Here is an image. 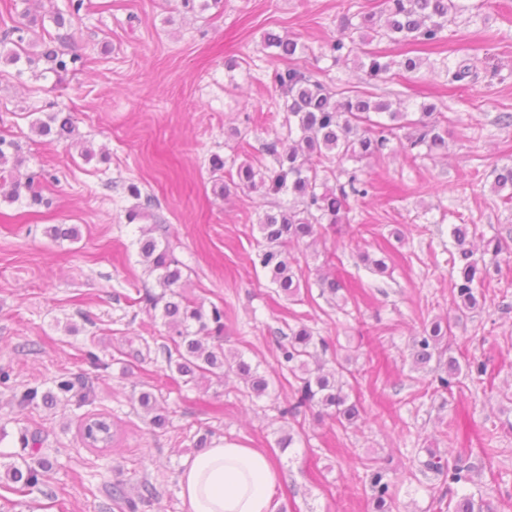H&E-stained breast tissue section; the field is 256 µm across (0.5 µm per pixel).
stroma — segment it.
I'll list each match as a JSON object with an SVG mask.
<instances>
[{
	"mask_svg": "<svg viewBox=\"0 0 512 512\" xmlns=\"http://www.w3.org/2000/svg\"><path fill=\"white\" fill-rule=\"evenodd\" d=\"M220 9L189 11L181 0H88L71 19L73 50L86 66L57 81L53 74L0 62V135L25 157L16 178L53 174L45 205L0 198V453H21L22 438H38L53 468L41 488L17 493L0 478V512H125L106 487L122 484L138 498L143 483L158 494L145 512H183L179 478L197 438L257 448L281 472L276 512H366V462L377 459L395 485L398 512H441L444 485L423 475L427 449L470 455L476 470L462 493L512 512V206L492 185L512 165V0H478V16L463 13L445 39L422 50L425 65L391 81H367L352 61L333 62L327 44L349 12H375L379 0H223ZM68 0H0V33L23 11L55 32L53 12ZM273 31L305 44L297 63L334 91H358L401 103L407 111L434 104L448 117V154L411 159L392 144L383 159L359 165L375 188L352 202L349 221L326 225L315 244L293 250L309 290L301 300L278 294L253 267L258 224L274 204L260 193L230 187L213 192L208 159L242 161L252 145L284 135L281 99L271 75L279 59L263 37ZM470 59L473 69L449 81L445 62ZM72 113L78 146L38 136L34 123L50 109ZM92 151L83 158L81 147ZM153 200L170 245L186 265V291L203 307L224 308L225 350L258 365L270 379L263 397L243 383H184L158 351L167 329L151 310L130 304L153 287L137 254V204L128 184ZM76 227L77 240H52L48 226ZM454 224L506 240L486 302L462 318L447 355L477 358L482 378L461 373L454 394L434 392V365L415 364L413 338L424 323L453 311ZM393 257L379 274L361 252ZM340 280L349 296L322 294L321 277ZM307 326L329 339L352 376L345 387L363 411L339 427L311 410L299 420L280 411L295 379L275 339ZM103 362L93 367L86 352ZM95 387L90 409L59 403L17 411L12 393L52 386L61 375ZM152 392L166 429L150 431L136 399ZM109 414L115 439L99 452L80 441L86 411ZM293 433L291 448L278 439Z\"/></svg>",
	"mask_w": 512,
	"mask_h": 512,
	"instance_id": "35a3bbf8",
	"label": "stroma"
}]
</instances>
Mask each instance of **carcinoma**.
<instances>
[{
    "label": "carcinoma",
    "mask_w": 512,
    "mask_h": 512,
    "mask_svg": "<svg viewBox=\"0 0 512 512\" xmlns=\"http://www.w3.org/2000/svg\"><path fill=\"white\" fill-rule=\"evenodd\" d=\"M465 10L463 0H382V8L377 13L346 14L339 37L329 42L327 48L334 60L352 57L359 67L367 69L370 77L386 82L395 75L394 69L412 72L422 61L406 54L398 61L387 60L378 52L366 50L369 35L394 43L411 42L431 47L442 41L448 24ZM53 22L58 33L42 41L43 50L39 53L28 50L39 41L37 19L30 18L12 27L8 37L13 48L0 53V59L10 64L23 60L31 70L43 62L46 70L59 80L85 67L87 59L67 50L71 35L66 29L70 21L58 12ZM264 43L276 49L275 55L285 62L284 68L274 71L273 83L284 100L282 127L287 134L261 144L260 152L271 158L272 166L256 167L246 160L236 169L234 185L289 196L288 205H279L261 218L258 225L260 248L251 262L268 274L277 291L292 299L300 296L303 285L293 270L297 260L290 246L305 239H316L324 224L343 223L350 199H364L369 195V186L359 179L357 168H349L346 163L380 159L391 141L402 139L405 140L402 147L411 159L432 158L447 149L448 120L443 113L435 111L432 104L421 105L419 117L410 119L408 112L393 107L392 102L374 100L365 93L338 101L335 91L294 65L296 56L305 50L304 45L274 33L265 34ZM32 129L68 147L73 144L74 116L57 110L37 121ZM22 163L16 143L0 136V196L13 201L20 197V189L24 188L28 191L27 205L40 206L44 198L36 185L42 174H30L24 184L8 181L13 169ZM332 179L335 180L333 185L329 184ZM493 190L507 192L506 200H512V165L497 171ZM160 228L158 223L141 228L137 245L144 272L160 288L158 293L145 291L141 302L159 312L168 329L165 343L160 346L167 366H175L188 383L196 379L220 381L233 373L256 397L267 394L270 382L259 371V366L238 354L228 355L224 350V307L214 305L206 312L181 291L185 265L168 243L156 235ZM451 235L458 248V256L452 262L455 272L453 304L456 316L460 317L482 306L483 289L489 287L491 278L485 256L497 258L503 246L500 239L492 238L484 241L483 248L475 247L472 240L476 230L468 224L453 225ZM361 260L383 274L392 256L383 250L379 257L364 254ZM450 334V320L432 321L414 338L415 363L426 365L434 356H442L439 344ZM313 347L312 333L304 325L292 332L288 342L279 344L282 364L288 366L297 382L294 402L284 408L282 414L295 420L302 410L319 407L344 428L360 417L358 404L350 401L349 394L343 391L341 377L347 368L338 360L334 370L324 371ZM459 372L457 358L448 357L445 374L435 379V391L453 393ZM74 388L72 380L61 378L46 391L41 392L36 386L27 387L15 395V400L20 407L54 406ZM138 404L150 415L152 427H165L167 417L160 413L151 393H140ZM81 439L90 448L111 447L112 423L102 416L87 419L81 429ZM426 453L428 459L421 462L422 472L432 473L448 484V512H492L490 504L477 505L468 495L451 499L454 486L471 481L473 464L460 454L451 465L432 448L426 449ZM51 468L48 459L39 457L20 464L12 462L6 465V473L21 488L33 490L39 488ZM366 480L372 512H394L395 496L387 468L373 462L366 466ZM108 494L113 501L127 504L130 512L150 506L156 498L155 488L149 484L143 485L136 502L127 498L120 485L112 486Z\"/></svg>",
    "instance_id": "carcinoma-1"
}]
</instances>
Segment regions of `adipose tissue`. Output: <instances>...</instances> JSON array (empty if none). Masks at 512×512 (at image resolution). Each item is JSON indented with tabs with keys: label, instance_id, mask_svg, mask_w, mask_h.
Returning a JSON list of instances; mask_svg holds the SVG:
<instances>
[{
	"label": "adipose tissue",
	"instance_id": "adipose-tissue-1",
	"mask_svg": "<svg viewBox=\"0 0 512 512\" xmlns=\"http://www.w3.org/2000/svg\"><path fill=\"white\" fill-rule=\"evenodd\" d=\"M281 475L255 448L218 441L188 459L180 476L184 512H275Z\"/></svg>",
	"mask_w": 512,
	"mask_h": 512
}]
</instances>
